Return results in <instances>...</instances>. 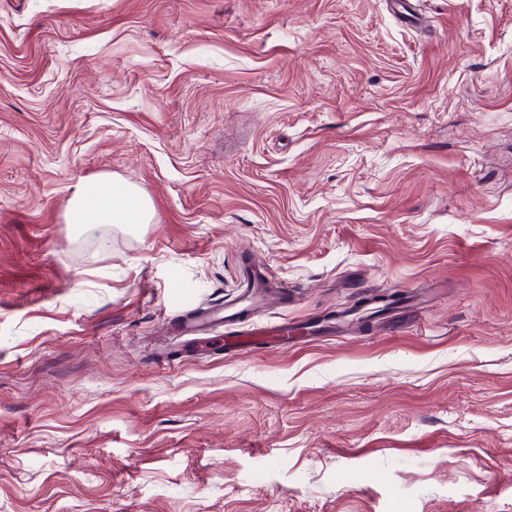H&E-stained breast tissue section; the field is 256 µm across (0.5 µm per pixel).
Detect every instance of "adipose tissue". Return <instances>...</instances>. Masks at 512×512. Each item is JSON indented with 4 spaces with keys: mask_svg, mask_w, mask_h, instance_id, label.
<instances>
[{
    "mask_svg": "<svg viewBox=\"0 0 512 512\" xmlns=\"http://www.w3.org/2000/svg\"><path fill=\"white\" fill-rule=\"evenodd\" d=\"M69 213L77 214L79 228L101 224H150L156 217L151 198L135 185L115 178H101L95 193L78 189L69 199Z\"/></svg>",
    "mask_w": 512,
    "mask_h": 512,
    "instance_id": "adipose-tissue-1",
    "label": "adipose tissue"
}]
</instances>
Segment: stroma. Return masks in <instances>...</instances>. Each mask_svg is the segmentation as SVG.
<instances>
[{"instance_id":"obj_1","label":"stroma","mask_w":512,"mask_h":512,"mask_svg":"<svg viewBox=\"0 0 512 512\" xmlns=\"http://www.w3.org/2000/svg\"><path fill=\"white\" fill-rule=\"evenodd\" d=\"M0 512H512V0H0ZM73 224L91 230L99 224H151L156 212L151 198L135 185L115 178H101L94 194L81 187L69 199ZM241 288L243 292L233 306L213 305L182 320L177 331L187 337L184 347L202 351L207 348V335L217 326L239 322L244 315L282 299V294L270 290L273 287L269 278L257 268L245 277ZM294 332L295 328L287 320L269 323L248 331L238 329L226 333L224 349H226V353L246 351L267 339H271V343L288 345V340L292 339Z\"/></svg>"}]
</instances>
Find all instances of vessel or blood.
I'll list each match as a JSON object with an SVG mask.
<instances>
[{
  "label": "vessel or blood",
  "mask_w": 512,
  "mask_h": 512,
  "mask_svg": "<svg viewBox=\"0 0 512 512\" xmlns=\"http://www.w3.org/2000/svg\"><path fill=\"white\" fill-rule=\"evenodd\" d=\"M242 288L240 298L234 305H214L182 320L178 332L184 336L186 348L192 351L206 349L208 336L217 326L238 322L244 315L279 299L278 294L271 290L269 278L258 269L245 277ZM294 332L293 325L288 321L273 322L248 331L227 333L224 347L229 352L246 351L266 340L284 345L292 339Z\"/></svg>",
  "instance_id": "1"
}]
</instances>
